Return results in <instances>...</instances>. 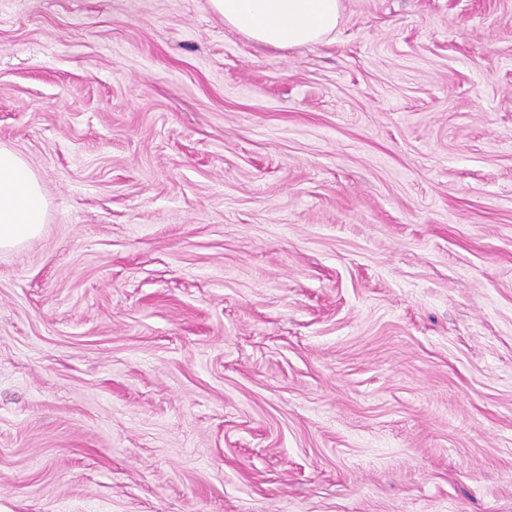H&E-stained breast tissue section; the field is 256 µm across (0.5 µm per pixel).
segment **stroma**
Instances as JSON below:
<instances>
[{"mask_svg": "<svg viewBox=\"0 0 512 512\" xmlns=\"http://www.w3.org/2000/svg\"><path fill=\"white\" fill-rule=\"evenodd\" d=\"M0 0V512H512V0ZM224 24L275 48L324 42L341 21L340 0H211ZM46 198L37 173L11 146L0 143V249L38 235Z\"/></svg>", "mask_w": 512, "mask_h": 512, "instance_id": "1", "label": "stroma"}]
</instances>
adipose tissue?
Returning <instances> with one entry per match:
<instances>
[{"mask_svg":"<svg viewBox=\"0 0 512 512\" xmlns=\"http://www.w3.org/2000/svg\"><path fill=\"white\" fill-rule=\"evenodd\" d=\"M225 25L275 48L324 42L341 21L340 0H211ZM46 198L37 173L11 146L0 143V249L38 235Z\"/></svg>","mask_w":512,"mask_h":512,"instance_id":"obj_1","label":"adipose tissue"}]
</instances>
